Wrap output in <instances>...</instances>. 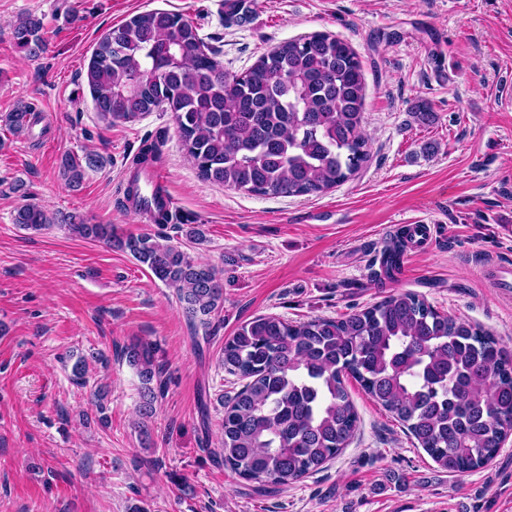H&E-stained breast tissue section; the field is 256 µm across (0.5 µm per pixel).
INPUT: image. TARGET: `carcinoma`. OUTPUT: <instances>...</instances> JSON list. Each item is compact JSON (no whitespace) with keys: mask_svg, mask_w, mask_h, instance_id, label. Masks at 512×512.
I'll return each instance as SVG.
<instances>
[{"mask_svg":"<svg viewBox=\"0 0 512 512\" xmlns=\"http://www.w3.org/2000/svg\"><path fill=\"white\" fill-rule=\"evenodd\" d=\"M33 15L14 26L17 47L45 46ZM198 29L167 11L137 14L98 43L87 70L95 106L111 123L159 108L174 112L182 146L206 181L255 195H318L353 179L370 158L362 135L365 79L356 51L318 32L285 41L236 74L224 71ZM31 107L5 117L20 133ZM99 160L66 155L63 176L80 185ZM15 223L41 230L54 219L21 207ZM68 230L106 241L176 290L191 323L210 324L224 305L216 268L198 263L169 237L118 236L109 224L72 215ZM412 236L404 229L384 253L400 268ZM156 348L135 340L120 349L142 383L140 414L164 393ZM224 371L243 381L224 402L223 438L214 454L258 488L286 489L336 458L359 420L345 380L365 391L450 474L488 464L512 434V355L482 327L458 321L419 295L401 292L342 318L289 321L263 314L225 342Z\"/></svg>","mask_w":512,"mask_h":512,"instance_id":"1","label":"carcinoma"}]
</instances>
